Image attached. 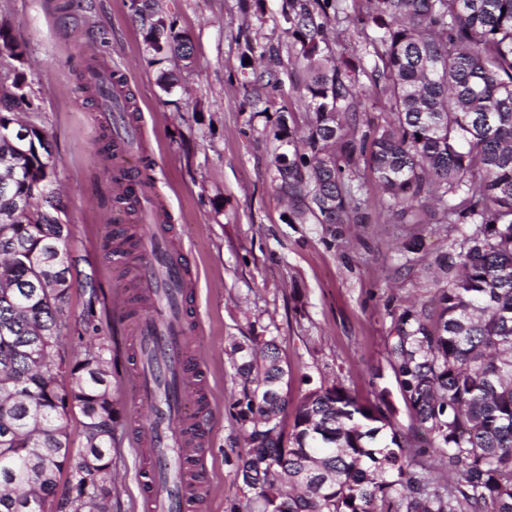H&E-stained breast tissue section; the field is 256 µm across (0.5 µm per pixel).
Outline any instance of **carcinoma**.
<instances>
[{
    "label": "carcinoma",
    "mask_w": 512,
    "mask_h": 512,
    "mask_svg": "<svg viewBox=\"0 0 512 512\" xmlns=\"http://www.w3.org/2000/svg\"><path fill=\"white\" fill-rule=\"evenodd\" d=\"M153 55L191 58L157 0H140ZM368 27L373 65L338 62L328 25ZM279 24L307 79L303 131L280 116L275 180L294 221L365 224L364 162L401 214L428 204L457 236L438 261L456 271L436 307L406 309L388 349L415 445L382 390L361 402L340 383L291 400L274 339L232 346L246 434L236 472L245 512H512V0H283ZM241 109L270 97L277 71L242 65ZM367 79L391 119L358 132ZM23 82L0 89V512H105L112 491V348L99 337L102 284L69 312L71 228L48 133L15 115ZM97 341L69 358L67 344ZM80 415L86 444L66 422ZM68 492L56 498L60 477Z\"/></svg>",
    "instance_id": "cac0c4a2"
}]
</instances>
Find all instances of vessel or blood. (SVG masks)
<instances>
[{"mask_svg": "<svg viewBox=\"0 0 512 512\" xmlns=\"http://www.w3.org/2000/svg\"><path fill=\"white\" fill-rule=\"evenodd\" d=\"M112 202L114 222H122L130 207L147 223L138 276L141 308L127 319L136 350L134 384L141 405L151 411L148 441L158 448L138 474L142 509L195 512L196 490L209 481L197 448L208 407L191 379L184 266L168 245L167 225L157 221L165 203L151 184L114 182Z\"/></svg>", "mask_w": 512, "mask_h": 512, "instance_id": "b4317fda", "label": "vessel or blood"}]
</instances>
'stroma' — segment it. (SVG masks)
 Returning <instances> with one entry per match:
<instances>
[{"mask_svg":"<svg viewBox=\"0 0 512 512\" xmlns=\"http://www.w3.org/2000/svg\"><path fill=\"white\" fill-rule=\"evenodd\" d=\"M64 0H0V25L22 44L16 60L0 49V84L26 85L28 119L49 135L63 187L62 220L73 227L70 247L89 260L105 300L99 320L117 364L110 389L115 408L110 512H142L137 480L148 456L135 427L147 412L134 399L129 364L131 332L123 319L137 294L134 273L115 267L104 243L113 232V161L102 152L101 103L76 94L85 46L131 90L141 151L168 202L173 248L191 275L195 322L191 359L208 377L207 432L201 451L210 485L205 512H230L248 491L234 459L243 446L234 419L239 393L231 347L252 338L275 339L288 366L292 402L321 384L341 381L360 400L387 388L394 421L410 432L412 420L388 362L394 326L405 308L433 303L443 279L430 269L455 235L429 207L399 216L381 209L369 170H361L373 206L365 224H294L273 180L280 116L304 128L309 110L299 95L305 71L295 66L288 37L277 22L282 0H265L264 13H244L242 0H159L193 44L190 66L168 59L153 63L130 0H83L62 19ZM279 47L291 77L266 112L242 110L241 43ZM178 74L163 92L160 70ZM417 237L422 247L404 251ZM381 379H372V372Z\"/></svg>","mask_w":512,"mask_h":512,"instance_id":"35a3bbf8","label":"stroma"}]
</instances>
